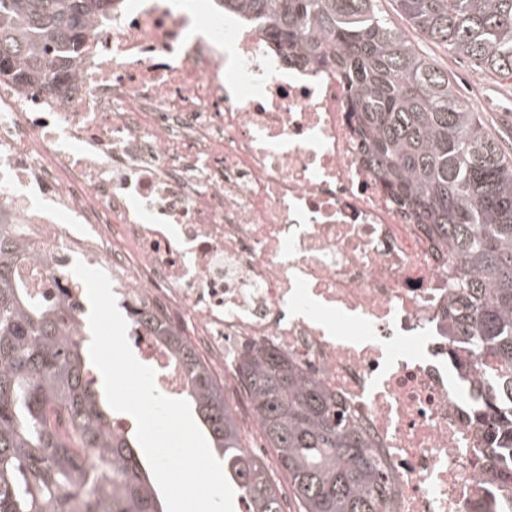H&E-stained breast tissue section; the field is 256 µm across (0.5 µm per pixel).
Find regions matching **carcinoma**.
Listing matches in <instances>:
<instances>
[{
	"label": "carcinoma",
	"mask_w": 512,
	"mask_h": 512,
	"mask_svg": "<svg viewBox=\"0 0 512 512\" xmlns=\"http://www.w3.org/2000/svg\"><path fill=\"white\" fill-rule=\"evenodd\" d=\"M115 0H0V78L37 92L65 82L89 23ZM382 0H220L266 24L280 55L330 66L347 86L364 161L456 267L448 352L468 346L475 416L512 483V162L441 71L380 8ZM426 39L512 77V0H396ZM19 246L0 235V512H164L137 439L113 426L93 374L85 305L17 286ZM156 332L183 367L224 474L250 512H282L266 460L243 448L209 366L183 337ZM267 447L300 512H387L389 483L367 437L318 381L281 353L239 361Z\"/></svg>",
	"instance_id": "cac0c4a2"
}]
</instances>
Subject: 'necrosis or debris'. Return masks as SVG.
Here are the masks:
<instances>
[{
  "instance_id": "obj_1",
  "label": "necrosis or debris",
  "mask_w": 512,
  "mask_h": 512,
  "mask_svg": "<svg viewBox=\"0 0 512 512\" xmlns=\"http://www.w3.org/2000/svg\"><path fill=\"white\" fill-rule=\"evenodd\" d=\"M347 92L285 61L264 25L119 0L50 94L0 80V227L19 287L81 295L103 270L170 398L185 374L154 318L200 350L243 428L245 349L319 380L380 456L388 512H489L473 404L448 354V258L365 164Z\"/></svg>"
}]
</instances>
